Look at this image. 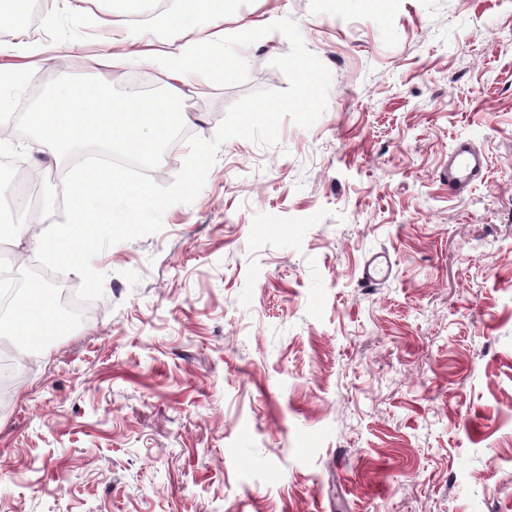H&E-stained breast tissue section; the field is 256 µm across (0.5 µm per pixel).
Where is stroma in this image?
<instances>
[{
	"mask_svg": "<svg viewBox=\"0 0 512 512\" xmlns=\"http://www.w3.org/2000/svg\"><path fill=\"white\" fill-rule=\"evenodd\" d=\"M33 87L124 89L160 50L111 42V0H32ZM293 19L331 72L325 112L222 143L192 203L114 244L91 316L17 364L0 402V512H512V0H239L225 33ZM277 32L182 86L189 135L284 90ZM488 178L448 194L456 141ZM0 165L53 212L0 244L34 257L68 161L10 130ZM391 271L362 283L372 254Z\"/></svg>",
	"mask_w": 512,
	"mask_h": 512,
	"instance_id": "stroma-1",
	"label": "stroma"
}]
</instances>
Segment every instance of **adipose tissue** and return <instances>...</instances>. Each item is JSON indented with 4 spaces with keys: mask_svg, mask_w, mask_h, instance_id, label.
Masks as SVG:
<instances>
[{
    "mask_svg": "<svg viewBox=\"0 0 512 512\" xmlns=\"http://www.w3.org/2000/svg\"><path fill=\"white\" fill-rule=\"evenodd\" d=\"M237 0H173L156 23L160 41L168 50L155 53L149 62L172 79L187 75L208 82L223 81L237 70L241 59L224 50L222 23Z\"/></svg>",
    "mask_w": 512,
    "mask_h": 512,
    "instance_id": "obj_1",
    "label": "adipose tissue"
}]
</instances>
